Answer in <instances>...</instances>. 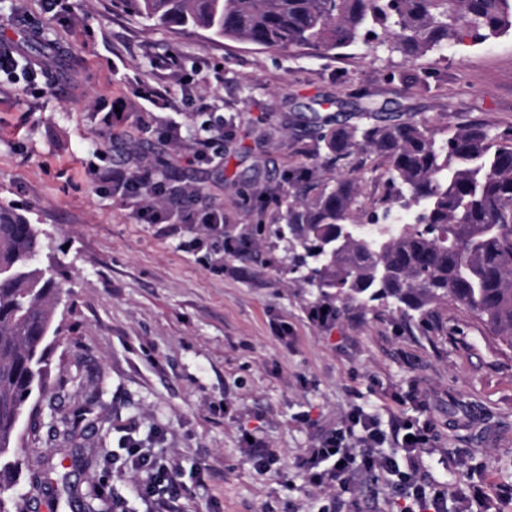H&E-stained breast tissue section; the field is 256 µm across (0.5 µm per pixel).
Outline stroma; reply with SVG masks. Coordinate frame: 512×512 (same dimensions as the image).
Returning <instances> with one entry per match:
<instances>
[{
    "label": "stroma",
    "instance_id": "stroma-1",
    "mask_svg": "<svg viewBox=\"0 0 512 512\" xmlns=\"http://www.w3.org/2000/svg\"><path fill=\"white\" fill-rule=\"evenodd\" d=\"M72 6L59 21L42 0H0V51L48 43L59 59L33 84L24 68L0 73V205L46 229L62 297L48 389L17 429L13 512H80L51 487L26 499L47 458L78 493L96 494L100 512H163L140 491L143 455L172 468L176 512H320L328 496L338 512H395L365 478L323 492L298 466L354 406L384 430L396 415L430 425L428 481L459 488L477 468L488 489L512 485V351L455 304L445 342L382 307L317 322L316 289L285 272L288 244L272 233L289 170L317 161L313 112L355 124L363 96L445 136L465 124L512 128V33L407 61L363 46L215 43L146 27L114 0ZM143 84L159 104L134 96ZM118 105L133 118L106 132ZM218 118L224 142L202 162L159 131ZM151 161L160 179L223 209V244L197 224L145 223V199L102 191L113 169ZM348 166L362 206L383 205V159L359 154ZM250 436L270 465L249 458Z\"/></svg>",
    "mask_w": 512,
    "mask_h": 512
}]
</instances>
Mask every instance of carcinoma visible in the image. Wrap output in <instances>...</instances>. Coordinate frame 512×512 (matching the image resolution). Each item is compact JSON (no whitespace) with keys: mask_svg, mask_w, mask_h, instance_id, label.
<instances>
[{"mask_svg":"<svg viewBox=\"0 0 512 512\" xmlns=\"http://www.w3.org/2000/svg\"><path fill=\"white\" fill-rule=\"evenodd\" d=\"M158 28L202 30L220 40L282 51L323 52L373 42L404 60L465 37L486 41L512 30V0H120ZM367 122L344 125L313 113L322 164L288 179L289 271L327 302L378 301L447 337L439 309L473 311L512 349V130L491 135L464 125L449 137L427 122L361 107ZM358 152L384 159L391 191L373 224L360 205L359 178L341 169ZM350 234L336 247L339 227ZM43 231L0 206V512H10L22 463L14 448L34 391L47 389L49 335L59 289L40 261Z\"/></svg>","mask_w":512,"mask_h":512,"instance_id":"carcinoma-1","label":"carcinoma"}]
</instances>
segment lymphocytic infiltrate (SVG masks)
Returning <instances> with one entry per match:
<instances>
[{"label": "lymphocytic infiltrate", "mask_w": 512, "mask_h": 512, "mask_svg": "<svg viewBox=\"0 0 512 512\" xmlns=\"http://www.w3.org/2000/svg\"><path fill=\"white\" fill-rule=\"evenodd\" d=\"M113 193L130 197L148 196L156 200L184 197V190L156 179L152 167L129 173H112ZM345 428L336 429L321 447L308 449L300 461L309 484L349 488L355 477L363 476L383 484L400 506V512H490V499L478 486L469 484L455 490L444 484H430L420 471V453L431 439L430 426H418L395 419L392 438L399 456L382 449L384 437L376 421L360 407H353ZM360 427L356 445L346 442L345 430Z\"/></svg>", "instance_id": "f902f5d3"}]
</instances>
